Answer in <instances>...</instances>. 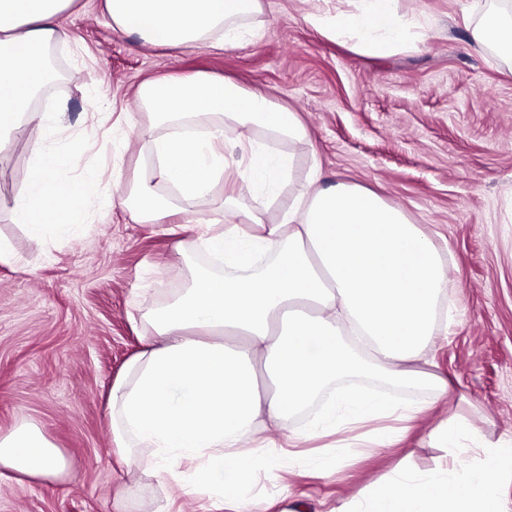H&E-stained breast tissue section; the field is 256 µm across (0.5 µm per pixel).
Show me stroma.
Instances as JSON below:
<instances>
[{"mask_svg": "<svg viewBox=\"0 0 512 512\" xmlns=\"http://www.w3.org/2000/svg\"><path fill=\"white\" fill-rule=\"evenodd\" d=\"M313 7L263 0L258 36L221 49L145 44L113 25L104 0H73L64 12L67 39L50 48L54 77L31 107L59 115L42 147L57 155L63 181L82 183L90 168L101 175L88 185L96 198L88 224L38 240L8 208L33 156L29 132L0 155V236L19 259L0 264V434L31 422L68 468L46 480L0 479V512H233L197 462L183 463L196 474L194 492L184 495L121 458L107 398L149 334L145 314L181 292L189 266L207 263L199 252L179 254L185 222L218 232L224 198L234 195L238 213L258 206L265 223H278L315 170L322 186L376 192L431 236L453 325L433 332L412 367L448 380L451 391L409 393L374 373L337 381L336 389L354 386L421 410L301 443L300 456L251 475L244 495L255 512H365L384 485L447 474L453 457L442 428L451 420L484 443L512 440V66L472 41L470 0H399L422 34L386 56L319 33L307 20ZM198 72L297 112L308 139L250 129L254 143L293 157L272 204L240 192L230 176L164 222H136L111 198L150 168V151L137 142L114 147L101 133L145 118L143 80ZM93 135L97 153L81 154ZM386 429L396 443L377 446ZM325 456L332 472L320 464Z\"/></svg>", "mask_w": 512, "mask_h": 512, "instance_id": "stroma-1", "label": "stroma"}]
</instances>
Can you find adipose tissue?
I'll return each instance as SVG.
<instances>
[{"label":"adipose tissue","instance_id":"1","mask_svg":"<svg viewBox=\"0 0 512 512\" xmlns=\"http://www.w3.org/2000/svg\"><path fill=\"white\" fill-rule=\"evenodd\" d=\"M72 0H0V150L16 131L29 128L39 142L56 125L53 112H34L30 102L49 77L45 51L63 36L58 18ZM348 10L317 7L310 21L323 35L354 48L386 55L409 39V22L397 0H353ZM118 28L152 46L188 47L221 37H245V18L261 0H105ZM473 41L512 60V14L495 0H472ZM139 95L148 122L127 123L126 141H143L154 158L119 203L134 219L158 223L179 200L208 195L224 175V133L262 127L272 138L305 141L296 114L235 82L210 74L145 80ZM192 112H184V99ZM22 188L10 207L14 223L40 238L67 235L89 218L90 195L62 181L58 160L37 145ZM293 165L290 155L252 149L238 178L257 193L275 197ZM311 173L278 223L256 212L241 224L189 240L231 266L206 268L166 306L149 312L147 346L131 359L111 388L109 415L119 452L144 463L154 475L191 492L183 460L200 461L214 475L229 473L228 489L241 495L243 478L274 460L259 438L262 421L287 423L340 377L374 371L413 387L420 376L407 361L424 349L446 296L442 261L418 225L375 192L352 185L319 187ZM172 196L159 193V185ZM243 337L229 347L225 336ZM264 357L273 390L260 393L252 363ZM383 399L346 391L296 440L336 432L354 421L394 413ZM460 465L451 478L431 476L411 491L392 483L376 491L368 512H502L498 492L484 477L478 455L512 470V448H467L456 425L446 428ZM63 452L41 430L20 423L0 436V476L16 473L49 479L65 472Z\"/></svg>","mask_w":512,"mask_h":512}]
</instances>
